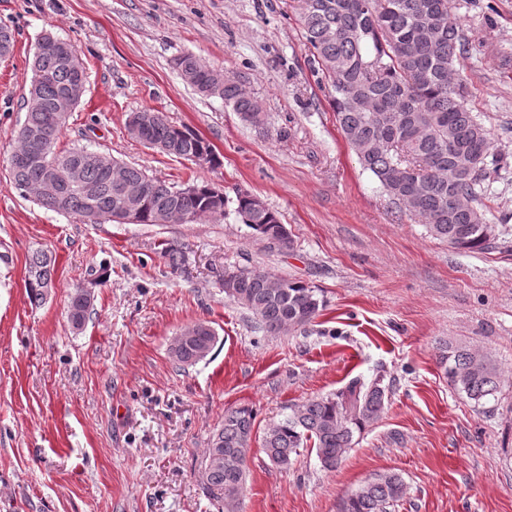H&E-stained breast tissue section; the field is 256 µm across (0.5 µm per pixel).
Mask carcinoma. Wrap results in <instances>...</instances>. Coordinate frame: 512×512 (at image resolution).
Returning <instances> with one entry per match:
<instances>
[{
  "label": "carcinoma",
  "mask_w": 512,
  "mask_h": 512,
  "mask_svg": "<svg viewBox=\"0 0 512 512\" xmlns=\"http://www.w3.org/2000/svg\"><path fill=\"white\" fill-rule=\"evenodd\" d=\"M300 22L314 71L333 88L331 104L344 138L362 167L380 182L399 210L423 221L431 234L452 247L483 252L493 247L494 225L484 222L480 197L484 184L500 170L503 158L492 151L490 132L467 107L466 83L454 61L469 40L448 13V0H299ZM58 37L46 33L32 59V84L39 106L28 109L16 134L9 177L20 196L45 177L60 179L56 197L38 201L58 213L79 215L90 224L105 217L125 223L122 189L109 167L99 164L86 146L56 150L68 114L58 110L77 71L85 70L78 54L67 58L52 51ZM180 75L199 94L219 98L242 120L262 114L260 102L229 77L221 89H208L209 66L195 56L176 59ZM148 115L143 139L169 156L204 158L220 165L212 145L187 127L171 124L153 109L133 112L128 122ZM81 181L65 180L72 167ZM122 182L139 190L136 224H172L197 218H222L229 199L208 183L190 189L151 176L146 169L122 163ZM466 197L468 205L454 199ZM95 207L97 216L87 211ZM235 213L273 251H291L294 240L275 212L249 193L236 196ZM51 259L39 251L29 259L26 293L30 303L43 302L52 287ZM224 295L252 313L266 332L280 333L311 323L325 307L315 287L281 277L260 267L224 273ZM94 296L80 288L70 296L68 318L80 329L93 310ZM216 333L206 323L184 328L171 347L182 367L205 359ZM450 383L479 406L497 397L501 375L487 355L466 345H450L439 355ZM389 387L376 379L353 378L336 394L310 399L290 408L262 437V448L275 465L286 469L300 449L316 451L321 466L333 471L355 444V435L374 425L385 412ZM255 415L249 407L224 412L210 436L200 465L203 489L234 506L246 480V454L251 447ZM406 485L395 472L365 481L339 504V512H395Z\"/></svg>",
  "instance_id": "carcinoma-1"
}]
</instances>
